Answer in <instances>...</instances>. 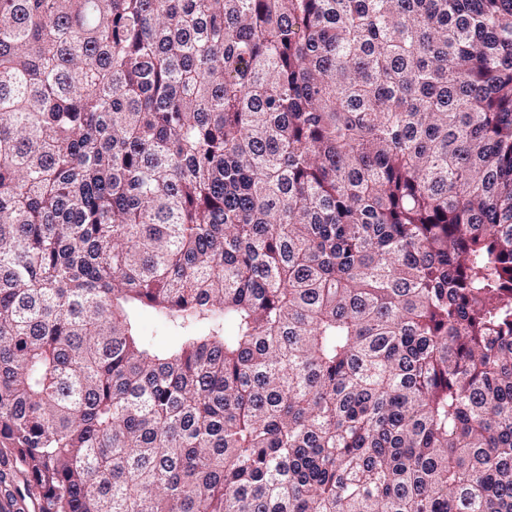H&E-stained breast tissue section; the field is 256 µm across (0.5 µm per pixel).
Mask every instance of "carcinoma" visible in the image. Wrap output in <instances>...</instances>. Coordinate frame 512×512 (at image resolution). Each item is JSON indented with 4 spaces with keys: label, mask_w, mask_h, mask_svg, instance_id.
<instances>
[{
    "label": "carcinoma",
    "mask_w": 512,
    "mask_h": 512,
    "mask_svg": "<svg viewBox=\"0 0 512 512\" xmlns=\"http://www.w3.org/2000/svg\"><path fill=\"white\" fill-rule=\"evenodd\" d=\"M1 462L512 512V0H0Z\"/></svg>",
    "instance_id": "cac0c4a2"
}]
</instances>
